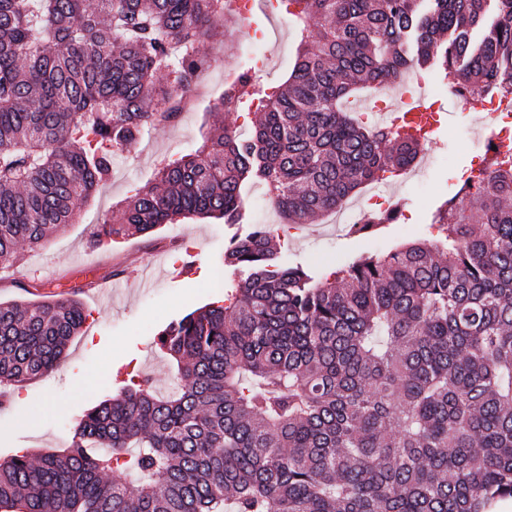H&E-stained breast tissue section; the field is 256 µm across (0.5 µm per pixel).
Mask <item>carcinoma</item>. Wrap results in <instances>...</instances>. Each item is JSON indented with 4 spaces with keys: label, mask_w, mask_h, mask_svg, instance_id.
Instances as JSON below:
<instances>
[{
    "label": "carcinoma",
    "mask_w": 512,
    "mask_h": 512,
    "mask_svg": "<svg viewBox=\"0 0 512 512\" xmlns=\"http://www.w3.org/2000/svg\"><path fill=\"white\" fill-rule=\"evenodd\" d=\"M300 50L285 83L250 70L218 107L258 101L247 137L210 132L105 219L106 250L180 219H242L261 185L284 223L336 212L413 165L423 141L348 104L417 67L455 92L512 85V0H285ZM226 0H0V264L42 245L145 128L179 119ZM324 21L315 39L307 22ZM466 179L443 238L319 277L260 225L224 264L229 304L171 321L181 384L128 373L69 450L0 460V512H491L512 500V167ZM87 314L0 302V388L51 372ZM118 474L122 481L110 476Z\"/></svg>",
    "instance_id": "cac0c4a2"
}]
</instances>
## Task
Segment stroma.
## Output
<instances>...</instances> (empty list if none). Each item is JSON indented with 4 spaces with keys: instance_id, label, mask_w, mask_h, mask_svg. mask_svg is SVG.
I'll use <instances>...</instances> for the list:
<instances>
[{
    "instance_id": "35a3bbf8",
    "label": "stroma",
    "mask_w": 512,
    "mask_h": 512,
    "mask_svg": "<svg viewBox=\"0 0 512 512\" xmlns=\"http://www.w3.org/2000/svg\"><path fill=\"white\" fill-rule=\"evenodd\" d=\"M299 41L292 16L284 12L264 27L254 53L242 43L240 24L216 25L213 36L201 44L215 65L201 78L204 88L194 108L178 123L152 128L136 145L118 152L106 188L80 203L74 223L60 226L39 248H22L16 266L0 267L1 302L73 297L89 313L57 367L16 387L0 406V458L23 449L34 454L64 450L77 420L115 396L126 371L138 370L162 392L175 385L167 359L155 346L157 335L173 319L223 299V284L238 279V271L224 264L230 239L246 235L255 225L278 221L263 187L246 191L240 224L187 219L148 237H131L109 251L89 248L90 231L103 218L119 219L121 202L152 182L165 160L195 152L213 123L249 134L248 110L216 112L213 103L229 76L255 58L263 63L256 71L261 83L281 85L292 70ZM411 78L421 83L438 128L434 141L424 145L414 178L382 183L403 209L400 223L381 224L358 236L337 231L324 220L292 226L280 235L281 255L288 264L326 275L367 251L386 253L403 242L438 239L434 215L472 172L484 167L486 156L478 141L489 136L495 121L488 111L465 108L446 82L426 70L413 72ZM189 258L196 263L195 274L172 282L168 270ZM96 277L113 283L110 294L92 286Z\"/></svg>"
}]
</instances>
